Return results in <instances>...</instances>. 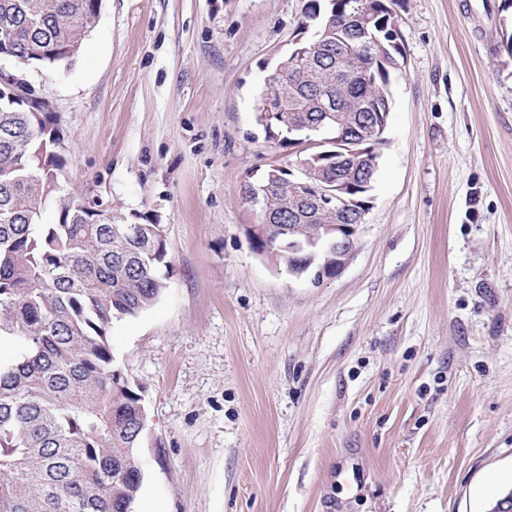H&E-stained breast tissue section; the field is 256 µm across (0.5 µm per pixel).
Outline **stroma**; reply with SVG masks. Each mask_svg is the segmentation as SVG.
I'll use <instances>...</instances> for the list:
<instances>
[{
    "mask_svg": "<svg viewBox=\"0 0 512 512\" xmlns=\"http://www.w3.org/2000/svg\"><path fill=\"white\" fill-rule=\"evenodd\" d=\"M405 70L356 249L298 278L241 201L307 0H103L52 103L76 192L164 225L167 288L113 321L148 430L135 512H493L512 494V57L499 0H387Z\"/></svg>",
    "mask_w": 512,
    "mask_h": 512,
    "instance_id": "35a3bbf8",
    "label": "stroma"
}]
</instances>
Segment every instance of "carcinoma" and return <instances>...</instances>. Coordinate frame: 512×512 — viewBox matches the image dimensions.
I'll use <instances>...</instances> for the list:
<instances>
[{
  "label": "carcinoma",
  "instance_id": "cac0c4a2",
  "mask_svg": "<svg viewBox=\"0 0 512 512\" xmlns=\"http://www.w3.org/2000/svg\"><path fill=\"white\" fill-rule=\"evenodd\" d=\"M358 0H308L305 22L322 40L262 98L280 115L265 133L288 147V120L299 111L318 124L310 96L320 83L331 105L360 99L384 111L393 71L359 47L351 20ZM96 0H0V39L24 66L72 65L96 26ZM335 20L336 32L325 37ZM51 116L0 97V337L19 346L0 366V512H133L143 483L138 448L148 427L140 388L115 362L112 321L152 307L166 289L164 225L140 213H115L79 195L58 203V220L42 223L65 166ZM275 224H300L302 195L265 199ZM141 223L127 238L122 226ZM313 224H347L331 207ZM252 248L288 266V246L254 239Z\"/></svg>",
  "mask_w": 512,
  "mask_h": 512
}]
</instances>
